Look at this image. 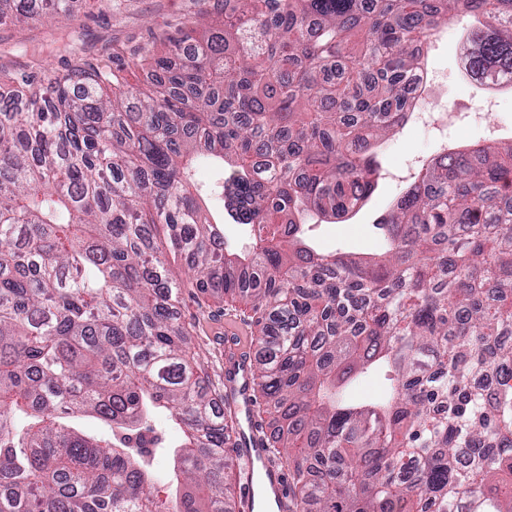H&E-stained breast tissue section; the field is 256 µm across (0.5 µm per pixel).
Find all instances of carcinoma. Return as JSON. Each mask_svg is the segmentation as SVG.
<instances>
[{
    "label": "carcinoma",
    "instance_id": "cac0c4a2",
    "mask_svg": "<svg viewBox=\"0 0 512 512\" xmlns=\"http://www.w3.org/2000/svg\"><path fill=\"white\" fill-rule=\"evenodd\" d=\"M16 15L62 23L71 0H0ZM466 16L470 77L512 82V0H224L142 49L145 88L111 56L44 92L0 76V512H160L158 409L184 428L171 512H232L227 418L169 254L260 326L253 392L278 414L290 512H512V144L422 167L371 260L303 239L310 213L374 192L369 149L413 110L429 38ZM373 375L381 396H350Z\"/></svg>",
    "mask_w": 512,
    "mask_h": 512
}]
</instances>
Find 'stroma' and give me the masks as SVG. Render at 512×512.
Instances as JSON below:
<instances>
[{
    "instance_id": "35a3bbf8",
    "label": "stroma",
    "mask_w": 512,
    "mask_h": 512,
    "mask_svg": "<svg viewBox=\"0 0 512 512\" xmlns=\"http://www.w3.org/2000/svg\"><path fill=\"white\" fill-rule=\"evenodd\" d=\"M217 0H74L68 25L26 21L0 24V64L26 65L40 78L50 79L64 72L74 60L97 62L115 53L131 67L129 80L140 83L142 72L133 69L135 52L144 46L161 44L181 21L203 10L213 9ZM461 24L452 23L430 41L425 63L429 69L447 74L448 83L438 96L445 103L459 98L478 100L481 85L459 78ZM428 136L406 127L384 144L378 156L382 170L397 168L413 156H437ZM404 183L379 178L371 200L349 220L307 225L309 238L325 251L342 249L363 256L380 253L382 242L375 229L389 203L399 197ZM181 314L194 329L190 345L204 370L209 391L224 390V357L230 350L253 357L258 346L257 329L244 300H219L194 288L183 291Z\"/></svg>"
}]
</instances>
